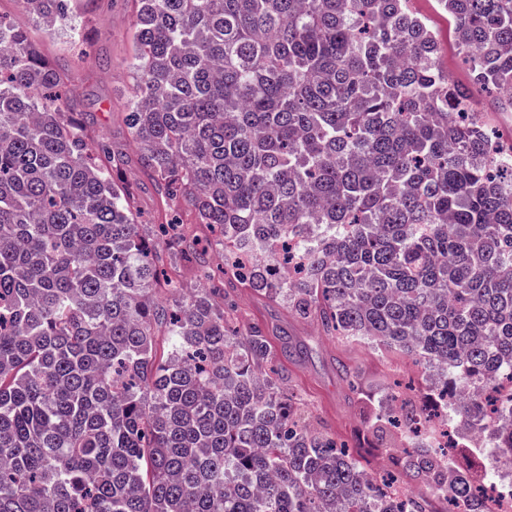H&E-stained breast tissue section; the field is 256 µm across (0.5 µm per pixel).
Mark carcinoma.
I'll return each mask as SVG.
<instances>
[{"label":"carcinoma","instance_id":"obj_1","mask_svg":"<svg viewBox=\"0 0 512 512\" xmlns=\"http://www.w3.org/2000/svg\"><path fill=\"white\" fill-rule=\"evenodd\" d=\"M76 2L18 0L48 31ZM132 2L122 121L156 224L68 70L0 15V512H487L512 464L489 418L512 422V149L473 104L512 112V0H436L469 87L409 0ZM217 254L223 287L184 294ZM237 288L433 369L427 403L363 412L386 473L261 373L277 354L231 325ZM457 422L493 439L478 476ZM402 477L430 496H392ZM123 178L138 187L136 205L139 223L153 224L157 216V204L151 185L138 178L134 168H126Z\"/></svg>","mask_w":512,"mask_h":512}]
</instances>
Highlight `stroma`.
<instances>
[{
  "label": "stroma",
  "mask_w": 512,
  "mask_h": 512,
  "mask_svg": "<svg viewBox=\"0 0 512 512\" xmlns=\"http://www.w3.org/2000/svg\"><path fill=\"white\" fill-rule=\"evenodd\" d=\"M411 9L426 19L436 36L440 69L452 83H470L469 67L458 50L447 13L438 8L435 0H411ZM132 10L131 0H95L92 7L76 18L82 29V41L78 44L74 43L69 27L48 32L35 23L29 26L32 41L47 61L74 69L73 87L91 135L116 147L128 142L121 114L133 84ZM235 300L239 325L266 324L273 346L286 342L305 348V356L278 358L275 367L286 376L289 387L302 396L313 423L347 441L353 455L372 468L384 470L387 458L368 453L360 432L362 417L356 392L337 367L343 364L354 368L363 384L378 395L409 391L421 400L430 392L425 366L395 348L325 335L316 321L298 318L249 289H239Z\"/></svg>",
  "instance_id": "stroma-1"
}]
</instances>
